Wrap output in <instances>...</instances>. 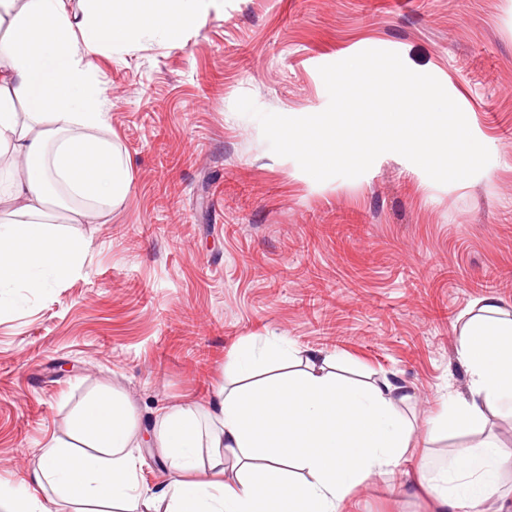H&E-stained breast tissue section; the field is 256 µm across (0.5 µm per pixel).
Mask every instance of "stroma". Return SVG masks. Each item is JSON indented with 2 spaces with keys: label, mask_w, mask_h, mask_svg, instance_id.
Returning <instances> with one entry per match:
<instances>
[{
  "label": "stroma",
  "mask_w": 512,
  "mask_h": 512,
  "mask_svg": "<svg viewBox=\"0 0 512 512\" xmlns=\"http://www.w3.org/2000/svg\"><path fill=\"white\" fill-rule=\"evenodd\" d=\"M367 49L434 75L491 153L440 185L396 153L356 178L315 181L275 155L234 103L316 114L320 66ZM132 189L73 224L78 271L0 317V479L22 483L73 410L109 390L140 432L161 407L207 403L251 336L338 356L350 377H395L421 426L463 388L457 318L512 302V0H213L179 41L146 37L91 56ZM323 288L320 302L303 274ZM277 282H270L271 274ZM349 512H429L399 479L373 478Z\"/></svg>",
  "instance_id": "1"
}]
</instances>
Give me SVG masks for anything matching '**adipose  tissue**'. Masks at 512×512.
<instances>
[{
    "label": "adipose tissue",
    "instance_id": "ef3b65f1",
    "mask_svg": "<svg viewBox=\"0 0 512 512\" xmlns=\"http://www.w3.org/2000/svg\"><path fill=\"white\" fill-rule=\"evenodd\" d=\"M205 2L88 0L76 24L66 0H0V316L17 307L4 289L38 290L78 269L81 249L57 230L58 208L87 224L96 206H118L131 190L127 162L91 135L107 125L108 91L90 80V53L151 36L178 41ZM455 352L467 388L442 396L424 434L477 441L444 460L409 462L403 384L347 382L337 358L252 336L229 359L230 386L209 403L159 410L145 442L166 460L160 489H141L136 420L111 394L44 444L29 481L97 512H345L367 480L409 465L432 512H478L512 472V449L483 437L490 415L512 418V305L477 299L459 317Z\"/></svg>",
    "mask_w": 512,
    "mask_h": 512
}]
</instances>
